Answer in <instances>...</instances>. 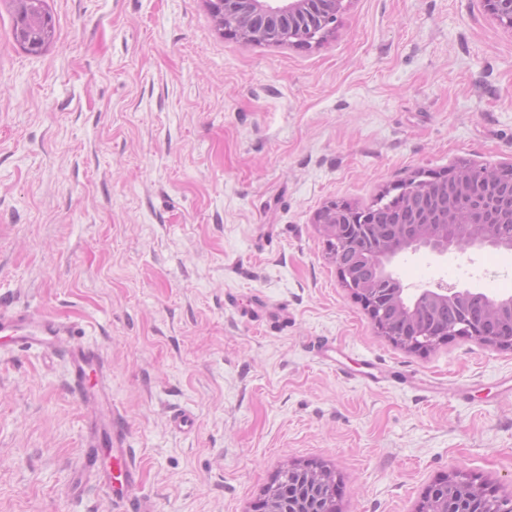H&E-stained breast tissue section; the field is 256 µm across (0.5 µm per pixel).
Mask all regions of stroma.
Masks as SVG:
<instances>
[{
    "label": "stroma",
    "instance_id": "obj_1",
    "mask_svg": "<svg viewBox=\"0 0 512 512\" xmlns=\"http://www.w3.org/2000/svg\"><path fill=\"white\" fill-rule=\"evenodd\" d=\"M343 5L308 48L226 37L206 0H47L34 55L0 0V303L73 328L54 351L0 335V512H121L72 344L107 364L151 512H254L307 464L335 512H417L446 475L512 498V348L379 336L314 222L419 173L512 167V31L483 0ZM393 270L409 297L512 296V249ZM70 375L73 382V388L78 394L85 398V383L88 371L90 373L98 372L102 374L104 370V360L102 355L96 351L85 347H75L68 351Z\"/></svg>",
    "mask_w": 512,
    "mask_h": 512
}]
</instances>
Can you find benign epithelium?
<instances>
[{"label":"benign epithelium","instance_id":"obj_1","mask_svg":"<svg viewBox=\"0 0 512 512\" xmlns=\"http://www.w3.org/2000/svg\"><path fill=\"white\" fill-rule=\"evenodd\" d=\"M224 34L244 44L309 46L333 32L343 0H207ZM492 15L512 31V0H485ZM390 203L400 208L401 220L385 226L371 224L372 210H358L333 201L316 213L315 223L336 252L353 239H362L363 254L375 266L369 281L357 278L336 257L337 273L366 310L378 334L411 351H426L456 337L480 345L512 348V296L495 299L483 292L456 288H425L408 305L404 288L391 264L400 253L421 248L438 255L464 253L484 246L512 249V237L497 235L512 223V172L497 167L464 166L449 176L411 179ZM449 303L484 305L488 320L463 314L439 326L422 320L417 311ZM410 306L405 330L389 332L386 312ZM335 480L324 468L288 469L272 485L254 512H332ZM417 512H512V499L500 500L483 484L456 475L428 489Z\"/></svg>","mask_w":512,"mask_h":512}]
</instances>
